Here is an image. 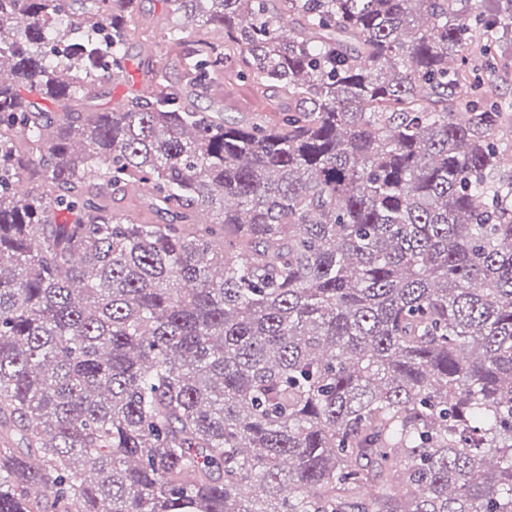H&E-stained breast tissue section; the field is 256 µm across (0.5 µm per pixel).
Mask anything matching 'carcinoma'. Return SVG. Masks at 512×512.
Wrapping results in <instances>:
<instances>
[{
	"mask_svg": "<svg viewBox=\"0 0 512 512\" xmlns=\"http://www.w3.org/2000/svg\"><path fill=\"white\" fill-rule=\"evenodd\" d=\"M136 2L0 0V512H512V0H169L291 108L71 111ZM501 38L495 56L498 62L495 71L483 69L485 82L497 86L496 98L512 101V26L507 22L501 24ZM508 66L505 72L503 65Z\"/></svg>",
	"mask_w": 512,
	"mask_h": 512,
	"instance_id": "1",
	"label": "carcinoma"
}]
</instances>
